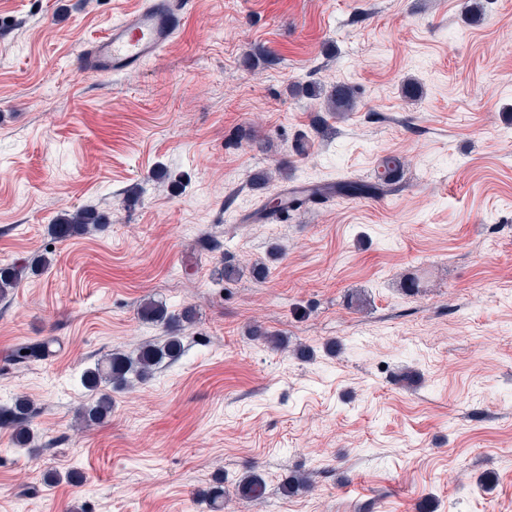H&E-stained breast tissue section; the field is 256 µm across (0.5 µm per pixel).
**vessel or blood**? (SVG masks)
Masks as SVG:
<instances>
[{
  "label": "vessel or blood",
  "mask_w": 512,
  "mask_h": 512,
  "mask_svg": "<svg viewBox=\"0 0 512 512\" xmlns=\"http://www.w3.org/2000/svg\"><path fill=\"white\" fill-rule=\"evenodd\" d=\"M185 20L182 0H146L138 10L113 24L90 45L84 59L86 72L112 76L158 58Z\"/></svg>",
  "instance_id": "b4317fda"
}]
</instances>
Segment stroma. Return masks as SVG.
I'll return each instance as SVG.
<instances>
[{
    "mask_svg": "<svg viewBox=\"0 0 512 512\" xmlns=\"http://www.w3.org/2000/svg\"><path fill=\"white\" fill-rule=\"evenodd\" d=\"M473 1L189 0L160 59L108 77L80 59L141 0H0V266L53 258L0 300V406L38 408L33 449L0 428V512H209L219 477L224 512H512V0ZM390 154L393 192L248 220ZM81 206L104 231L55 239ZM228 252L268 277L215 285ZM149 296L195 307L181 357L74 431L82 372L166 339ZM354 89L345 83L336 84L330 95L328 96L329 108L336 114L348 112L355 102ZM22 350H25V354H22ZM27 350H30V353H27ZM49 352V342L48 341H40L32 344H25L17 347L11 357L10 361L16 364H24L30 362L32 360H39L42 357H45Z\"/></svg>",
    "mask_w": 512,
    "mask_h": 512,
    "instance_id": "1",
    "label": "stroma"
}]
</instances>
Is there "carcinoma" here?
Segmentation results:
<instances>
[{
  "label": "carcinoma",
  "instance_id": "obj_1",
  "mask_svg": "<svg viewBox=\"0 0 512 512\" xmlns=\"http://www.w3.org/2000/svg\"><path fill=\"white\" fill-rule=\"evenodd\" d=\"M355 102L354 89L345 83L333 88L328 96V105L332 111L341 114L349 111ZM392 185L391 179L383 176L376 183L361 181H341L336 183H316L315 189H331L336 195L364 196L382 192ZM103 216L93 208L78 207L58 218L51 225L52 233L58 239L70 238L74 235H91L102 229ZM51 266V259L44 255L35 263L24 267L10 265L0 268V300L17 288L27 272H41ZM240 263L235 257L224 254V263L215 270V282L218 285L228 284L240 275ZM138 319L147 324L166 327L175 322H191L194 311L191 307L184 308L179 314L168 311L165 303L153 298L143 299L137 307ZM247 335L254 342L271 349L280 348V340L275 334L260 324H253L247 330ZM49 352V342L40 341L17 347L10 361L13 364H24L32 360H39ZM183 352L182 340L179 336H170L162 343L145 342L132 353L116 351L104 360L97 362L94 367L83 373V384L92 392L93 398L84 407L79 409V416L85 425L97 424L112 412V398L102 391L104 386L119 388H134L146 383L155 373V370L165 361L178 360ZM33 402L24 397H15L11 404L0 407V428L13 430L16 442L25 446L34 437ZM265 482L258 475H251L241 481L238 491L242 498L257 501L264 495Z\"/></svg>",
  "mask_w": 512,
  "mask_h": 512
}]
</instances>
